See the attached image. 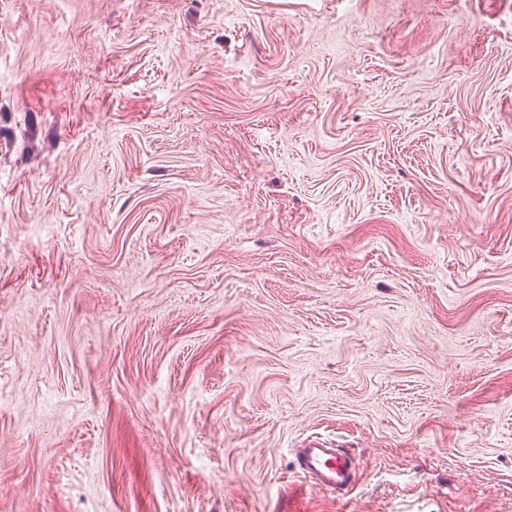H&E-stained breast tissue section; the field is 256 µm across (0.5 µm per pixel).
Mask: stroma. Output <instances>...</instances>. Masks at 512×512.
<instances>
[{
	"instance_id": "1",
	"label": "stroma",
	"mask_w": 512,
	"mask_h": 512,
	"mask_svg": "<svg viewBox=\"0 0 512 512\" xmlns=\"http://www.w3.org/2000/svg\"><path fill=\"white\" fill-rule=\"evenodd\" d=\"M0 512H512V0H0ZM296 466L308 477L311 486L320 491L346 498L355 484L354 464L343 448L312 443L298 448Z\"/></svg>"
}]
</instances>
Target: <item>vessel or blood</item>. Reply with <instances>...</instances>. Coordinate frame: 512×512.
I'll list each match as a JSON object with an SVG mask.
<instances>
[{
    "mask_svg": "<svg viewBox=\"0 0 512 512\" xmlns=\"http://www.w3.org/2000/svg\"><path fill=\"white\" fill-rule=\"evenodd\" d=\"M296 466L313 488L346 498L355 484L354 464L340 448L312 443L297 449Z\"/></svg>",
    "mask_w": 512,
    "mask_h": 512,
    "instance_id": "vessel-or-blood-1",
    "label": "vessel or blood"
}]
</instances>
